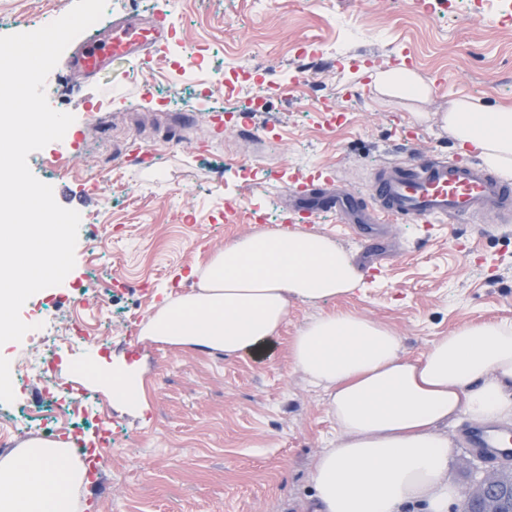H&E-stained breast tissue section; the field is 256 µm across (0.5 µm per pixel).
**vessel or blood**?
I'll list each match as a JSON object with an SVG mask.
<instances>
[{
  "label": "vessel or blood",
  "instance_id": "b4317fda",
  "mask_svg": "<svg viewBox=\"0 0 512 512\" xmlns=\"http://www.w3.org/2000/svg\"><path fill=\"white\" fill-rule=\"evenodd\" d=\"M166 15H130L113 20L107 35L72 42L66 68L76 83L96 85L108 65L148 59L168 41ZM321 184L291 182L287 220L312 224L320 212H335L364 251H372L394 221L416 224L512 222V185L469 157L415 154L373 169L368 196L341 186L335 174ZM468 447L497 458L512 453V431L477 424L467 433Z\"/></svg>",
  "mask_w": 512,
  "mask_h": 512
}]
</instances>
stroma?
<instances>
[{"instance_id":"1","label":"stroma","mask_w":512,"mask_h":512,"mask_svg":"<svg viewBox=\"0 0 512 512\" xmlns=\"http://www.w3.org/2000/svg\"><path fill=\"white\" fill-rule=\"evenodd\" d=\"M505 0H477L428 11L411 0H268L251 13L247 0H111L116 14L166 6L171 19L169 56L186 50L204 64L193 71L161 73L162 89L143 99L148 69L113 66L102 91L73 92L66 71L53 70L56 109L74 115L68 136L84 135L87 149L45 163L46 150L28 157L33 175L66 187L82 222L75 266L60 285L30 297L22 320L38 325L39 336L54 323L79 321L103 328L107 341L95 369L106 373L136 362L144 404L132 409L109 387L80 374L89 350L60 346L59 375L81 391L85 407L74 425L51 428L52 403L38 377L0 391V414L26 425V439L71 444L81 439L99 454V441L112 428L119 448L78 495L76 512H316L310 469L315 456L332 447L336 426L327 398L310 386L289 357L293 336L312 317L354 310L390 326L414 358L436 338L464 324L512 319V225H436L424 237L418 224L390 225L392 241L381 272L367 269L360 243L342 234L335 214H321L317 233L352 255L362 280L352 295L317 305L294 302L270 344L258 354L224 355L178 346L134 333L128 319L145 323L160 307L190 292V269H205L216 250L253 230L249 224L218 220L230 199L258 206H288L289 177L306 179L330 169L360 195H368L367 174L410 150L446 155L459 147L437 122L415 126V142L402 129L411 115L443 112L449 100L470 98L486 107L512 105V20ZM75 0H0V18L37 30L66 14ZM350 28L339 33L337 17ZM345 35L350 58L320 54L321 44ZM268 50L263 106L244 113L259 131L237 140L235 124L214 128L209 111L231 105L224 95V71L241 64L254 43ZM315 52L313 82L323 101L305 89L284 91L279 80L293 72L296 48ZM416 59L414 71L428 85V104L378 93L369 75L397 69L403 52ZM178 96L175 111H163L162 93ZM347 98L343 123L324 101ZM413 125V124H412ZM237 142L260 176L246 178L225 163L224 145ZM155 151V164L129 157L132 147ZM111 154L116 174L94 169L91 153ZM223 166L216 183L211 169ZM471 424L459 417L448 433L457 445L449 479L468 488L480 460L461 445Z\"/></svg>"}]
</instances>
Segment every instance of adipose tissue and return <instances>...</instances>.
<instances>
[{
  "mask_svg": "<svg viewBox=\"0 0 512 512\" xmlns=\"http://www.w3.org/2000/svg\"><path fill=\"white\" fill-rule=\"evenodd\" d=\"M440 120L459 144L512 179V107L450 100ZM361 275L330 238L261 230L225 245L192 292L146 324L157 340L227 355L262 348L291 301L318 303L354 291ZM295 368L328 396L336 445L312 465L318 512H460L448 479L449 421L512 420V320L465 324L404 357L388 326L351 310L321 314L293 338ZM85 471L60 444L31 440L0 458V512H73Z\"/></svg>",
  "mask_w": 512,
  "mask_h": 512,
  "instance_id": "obj_1",
  "label": "adipose tissue"
}]
</instances>
